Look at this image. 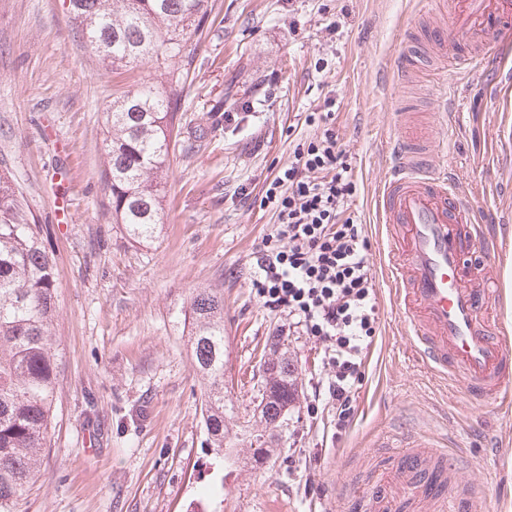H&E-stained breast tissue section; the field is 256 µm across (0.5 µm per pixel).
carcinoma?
Here are the masks:
<instances>
[{"label": "carcinoma", "instance_id": "1", "mask_svg": "<svg viewBox=\"0 0 512 512\" xmlns=\"http://www.w3.org/2000/svg\"><path fill=\"white\" fill-rule=\"evenodd\" d=\"M91 49L112 68L174 58L187 31L205 14L206 0H70ZM178 101L143 84L112 102L106 115L105 178L114 223L136 241L161 224L163 180ZM57 285L53 261L36 225L27 222L13 184L0 175V512L18 501L36 477L48 434L58 362L50 324ZM191 348L205 385L202 416L213 481L186 512H224V471L238 463L224 447V297L200 289L190 296ZM260 419L281 425L295 402L298 369L285 355L264 362Z\"/></svg>", "mask_w": 512, "mask_h": 512}]
</instances>
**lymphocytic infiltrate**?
Masks as SVG:
<instances>
[{
	"label": "lymphocytic infiltrate",
	"instance_id": "f902f5d3",
	"mask_svg": "<svg viewBox=\"0 0 512 512\" xmlns=\"http://www.w3.org/2000/svg\"><path fill=\"white\" fill-rule=\"evenodd\" d=\"M333 116L309 113L318 134L295 145L293 162L260 198L277 227L259 251L251 286L266 308L286 313L291 327L320 344L325 373L313 402L343 431L379 329V305L365 229L347 208L351 166L337 147Z\"/></svg>",
	"mask_w": 512,
	"mask_h": 512
}]
</instances>
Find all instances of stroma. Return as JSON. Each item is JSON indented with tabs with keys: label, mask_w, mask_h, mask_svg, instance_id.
<instances>
[{
	"label": "stroma",
	"mask_w": 512,
	"mask_h": 512,
	"mask_svg": "<svg viewBox=\"0 0 512 512\" xmlns=\"http://www.w3.org/2000/svg\"><path fill=\"white\" fill-rule=\"evenodd\" d=\"M189 52L149 67H107L67 0H0V173H8L38 226L57 283L51 325L58 358L52 427L21 512H182L205 471L204 385L184 318L193 290L224 295L225 442L239 460L224 482V512H373L387 487L391 512H512V414L472 400L462 381L432 373L403 328L381 274L386 240L373 200L391 173L397 134L441 136L432 158L494 226L497 267L512 259V143L496 144L512 115L501 93L512 71L448 69L443 102L434 77L404 80L411 34L444 19V0H207ZM181 103L162 223L131 240L113 223L102 179L104 119L141 83ZM333 99L336 139L352 167L350 213L362 222L380 305V334L363 369L353 420L340 434L308 411L324 375L312 337L288 333L287 315L251 288L257 253L275 232L253 205L311 139L309 113ZM291 357L298 398L267 462L252 453L266 431L256 414L262 364ZM420 432L462 471L443 495L399 492L401 449L383 431ZM314 484H307V477Z\"/></svg>",
	"instance_id": "35a3bbf8"
}]
</instances>
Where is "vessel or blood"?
Here are the masks:
<instances>
[{"mask_svg": "<svg viewBox=\"0 0 512 512\" xmlns=\"http://www.w3.org/2000/svg\"><path fill=\"white\" fill-rule=\"evenodd\" d=\"M428 38L454 43L456 66L482 69L512 47V0H448L447 23ZM435 150L403 136L394 141V174L376 193L388 243L385 276L421 361L439 375L461 374L476 402L506 409L512 351L504 327L482 315L496 296L487 267L474 260L494 250L497 238L447 175L429 167ZM403 445L406 472L421 471V436L405 437Z\"/></svg>", "mask_w": 512, "mask_h": 512, "instance_id": "1", "label": "vessel or blood"}]
</instances>
